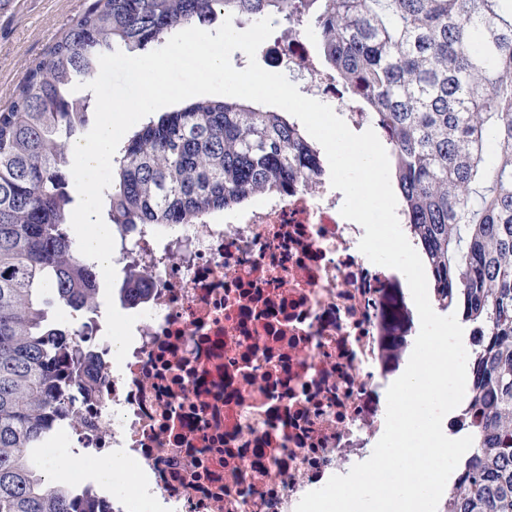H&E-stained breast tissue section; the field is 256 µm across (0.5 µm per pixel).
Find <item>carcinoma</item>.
Here are the masks:
<instances>
[{
	"label": "carcinoma",
	"mask_w": 512,
	"mask_h": 512,
	"mask_svg": "<svg viewBox=\"0 0 512 512\" xmlns=\"http://www.w3.org/2000/svg\"><path fill=\"white\" fill-rule=\"evenodd\" d=\"M277 16L318 39L313 61L378 131L437 299L484 337L470 364L471 453L448 512H512V0H92L0 111V512H88L44 460L86 389L74 341L100 308L70 233L72 136L98 57L168 41L217 15ZM318 149L282 113L187 99L113 158V224H193L255 194L306 188Z\"/></svg>",
	"instance_id": "cac0c4a2"
}]
</instances>
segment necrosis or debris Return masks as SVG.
I'll use <instances>...</instances> for the list:
<instances>
[{"label":"necrosis or debris","mask_w":512,"mask_h":512,"mask_svg":"<svg viewBox=\"0 0 512 512\" xmlns=\"http://www.w3.org/2000/svg\"><path fill=\"white\" fill-rule=\"evenodd\" d=\"M297 35L277 64L335 101ZM326 172L303 190L262 194L194 224H116L113 257L141 279L124 361L109 341L80 342L94 396L68 482L95 512H295L331 476L373 452L382 389L412 353L413 303L401 279L363 255ZM130 461L141 479L113 493L94 457Z\"/></svg>","instance_id":"obj_1"}]
</instances>
